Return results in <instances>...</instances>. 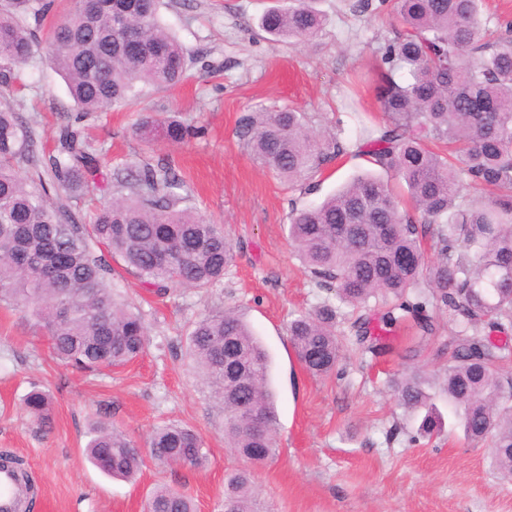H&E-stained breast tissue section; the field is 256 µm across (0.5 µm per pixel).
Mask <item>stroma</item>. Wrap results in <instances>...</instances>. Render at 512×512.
Listing matches in <instances>:
<instances>
[{"label":"stroma","instance_id":"1","mask_svg":"<svg viewBox=\"0 0 512 512\" xmlns=\"http://www.w3.org/2000/svg\"><path fill=\"white\" fill-rule=\"evenodd\" d=\"M270 0H163L162 24L189 60L180 85H146L138 105L117 104L77 117L62 77L44 51L16 68V82L0 85V107L13 108L35 132L39 152L54 150L58 125L72 123L99 162L88 193L66 197L87 221L111 200L112 174L131 165L168 162L183 179L189 206L223 224L238 251L218 286L160 295L117 270L114 282L140 312L148 341L133 362L96 374L56 360L48 338L27 312L0 307V450L29 464L38 485L31 512H142L153 487L192 497L197 512H224V479L247 468L224 444V412L186 354L187 328L209 311L233 307L251 324L273 358L277 393V454L250 469L267 512H512V476L499 470L489 444L462 432L427 438L420 421L401 409L390 380L406 366L434 375L447 367L456 329L452 315L434 311L435 331L417 342L412 328L385 333L376 355L357 350L355 312L337 331L348 342L335 374L310 376L298 363L289 320L309 311L323 290L303 271L288 238L293 209L322 202L368 167L344 156L314 187L287 185L242 149L238 117L288 105L309 113L315 129L357 140L347 104L358 94L379 114L375 48L398 26L391 0H316L325 22L319 34L292 43L266 39L258 19ZM179 115L200 127L183 143H146L134 134L143 113ZM35 387L53 397V427L43 431L23 399ZM145 445L152 429L178 421L209 450L203 467L161 465L145 457L136 481L107 477L83 448L94 415Z\"/></svg>","mask_w":512,"mask_h":512}]
</instances>
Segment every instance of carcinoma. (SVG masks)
Returning <instances> with one entry per match:
<instances>
[{
  "label": "carcinoma",
  "mask_w": 512,
  "mask_h": 512,
  "mask_svg": "<svg viewBox=\"0 0 512 512\" xmlns=\"http://www.w3.org/2000/svg\"><path fill=\"white\" fill-rule=\"evenodd\" d=\"M312 2L268 8L262 31L275 40L317 35L323 16ZM479 2L396 0L401 30L378 48L383 120L359 121L354 150L288 107L244 113L236 135L255 161L290 183L316 178L348 152L384 172L358 176L320 204L292 212L288 237L304 268L334 292L288 323L301 366L316 378L335 372L344 307L362 312L354 327L370 353L377 350L376 306L384 305L380 328L411 320L422 336L435 331L428 309L448 310L456 332L444 376L435 381L408 369L390 388L406 412H425L422 427L431 431L430 389L438 385L448 426L506 449L496 462L512 476V377L500 372L503 354L489 339L512 328V38L482 40ZM159 7L160 0H98L92 10L72 3L59 12L56 0H0V61L22 63L45 43L78 111L104 112L136 99L140 83L170 89L183 81L187 60L161 27ZM134 133L145 142L163 136L180 143L197 130L146 115ZM97 169L71 125L59 127L56 149L40 156L32 129L0 108V305L30 312L56 358L86 371L124 366L147 341L141 315L112 282L113 265L166 292L212 288L235 262L224 225L183 205L184 182L167 163L115 174L116 195L87 223L50 201L56 186L88 190ZM473 186L493 194L470 200L465 191ZM186 342L224 408L226 446L253 465L267 463L277 430L269 351L231 307L197 319ZM24 407L51 429L49 394L33 389ZM88 436L86 455L106 475L131 479L141 471L142 455L122 431L100 419ZM148 447L166 465L198 468L207 458L201 436L179 423L153 429ZM144 510L195 506L158 485ZM224 512H261L250 471L225 478Z\"/></svg>",
  "instance_id": "obj_1"
}]
</instances>
